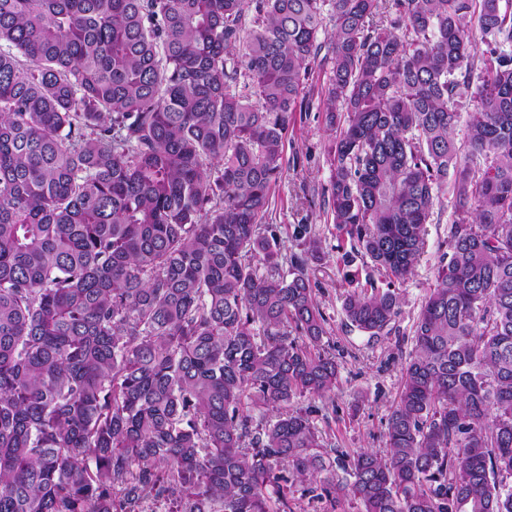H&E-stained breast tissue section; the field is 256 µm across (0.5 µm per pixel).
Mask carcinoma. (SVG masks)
Here are the masks:
<instances>
[{"mask_svg":"<svg viewBox=\"0 0 512 512\" xmlns=\"http://www.w3.org/2000/svg\"><path fill=\"white\" fill-rule=\"evenodd\" d=\"M382 5L0 0V512H512V12ZM321 55L327 213L387 280L348 323L391 327L454 206L384 449L352 455L312 419L341 385L320 241L267 222Z\"/></svg>","mask_w":512,"mask_h":512,"instance_id":"obj_1","label":"carcinoma"}]
</instances>
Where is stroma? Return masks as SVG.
Wrapping results in <instances>:
<instances>
[{
  "instance_id": "stroma-1",
  "label": "stroma",
  "mask_w": 512,
  "mask_h": 512,
  "mask_svg": "<svg viewBox=\"0 0 512 512\" xmlns=\"http://www.w3.org/2000/svg\"><path fill=\"white\" fill-rule=\"evenodd\" d=\"M331 65L317 60L307 81V110L296 113L284 144V175L272 190V221L282 225L285 252L299 251L297 225H308L321 242L324 259L310 265L316 281L317 301L327 318L323 339L339 364L341 385L336 391V411L316 416L314 423L331 447L355 453L363 448L382 450V433L389 407L400 387L401 368L412 348V325L427 289L434 280L440 255L446 251L452 207L441 199L434 207L428 227V248L414 275L403 284L404 303L390 334L372 337L349 326L342 304L350 285L347 274L364 278L369 258L357 259L351 267L340 261L344 242L335 224L326 217L324 194L330 185L327 157L328 132L319 109L318 92L330 75Z\"/></svg>"
}]
</instances>
